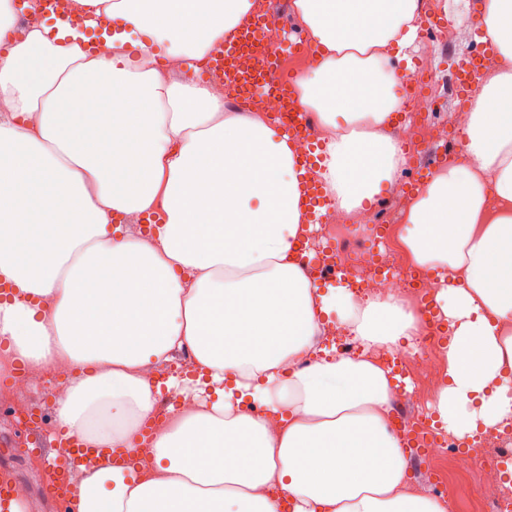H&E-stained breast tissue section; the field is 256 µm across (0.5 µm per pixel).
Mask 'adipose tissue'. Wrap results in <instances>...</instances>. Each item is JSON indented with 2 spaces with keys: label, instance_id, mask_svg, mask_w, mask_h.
Wrapping results in <instances>:
<instances>
[{
  "label": "adipose tissue",
  "instance_id": "ef3b65f1",
  "mask_svg": "<svg viewBox=\"0 0 512 512\" xmlns=\"http://www.w3.org/2000/svg\"><path fill=\"white\" fill-rule=\"evenodd\" d=\"M81 3L115 23L105 53L57 24L15 36L0 0V373L70 372L55 426L103 454L81 472L74 512H446L404 489L390 380L371 357L419 335L409 304L320 290L294 259L315 227L288 134L143 63L192 69L253 0ZM293 7L316 55L296 82L324 131L312 173L350 214L407 163L388 133L401 81L390 62L423 21L419 0ZM484 23L504 66L471 100L462 162L413 197L400 235L439 278L436 320L450 339L433 409L461 440L512 424V0H488ZM77 102L100 109L72 112ZM332 321L358 357L317 343ZM186 350L194 375L147 378ZM166 388L198 405L155 426L148 465L135 438ZM224 447L238 449L235 463ZM117 448L129 451L119 464Z\"/></svg>",
  "mask_w": 512,
  "mask_h": 512
}]
</instances>
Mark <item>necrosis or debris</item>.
I'll return each instance as SVG.
<instances>
[{
	"instance_id": "4bbe7bcc",
	"label": "necrosis or debris",
	"mask_w": 512,
	"mask_h": 512,
	"mask_svg": "<svg viewBox=\"0 0 512 512\" xmlns=\"http://www.w3.org/2000/svg\"><path fill=\"white\" fill-rule=\"evenodd\" d=\"M417 70L424 80L423 87L410 92L402 99L401 109L405 118L390 128V135L402 147L408 148L412 157L426 154L431 147L447 144L449 138H463L468 122L467 107L449 109L447 117L436 114L437 104L431 93L425 91L426 83L439 77L441 69L436 64L433 51L423 50L417 58ZM324 230L346 222L362 227L361 236L335 238L333 246L311 240L309 248L316 255L315 262H303L306 276L316 270L338 271L344 284L356 292L359 299H385L391 296L412 300L416 307L431 304L439 288L437 280L421 274L417 268L403 265L396 258L390 244L388 231L391 221L375 212L365 210L345 216L335 202L323 204ZM439 341L433 328H426L413 346L397 350L384 347L373 351L372 357L384 368L400 366L412 381V388L391 386L388 407L391 413L404 415L403 427L420 436L425 451L426 468L423 480L427 487L442 497L452 496L454 488L433 467L434 460L448 458L459 471L478 469V512H512V488L507 487L500 476L498 458L512 455V429L490 430L469 448H456L453 440L433 434L423 413L405 416L404 410L414 399H428L432 391L443 382L444 366L438 354ZM33 381L29 374L21 372L9 386H0V400L12 403L17 422L32 424L35 433L47 429V418L40 407L30 403L25 396Z\"/></svg>"
}]
</instances>
